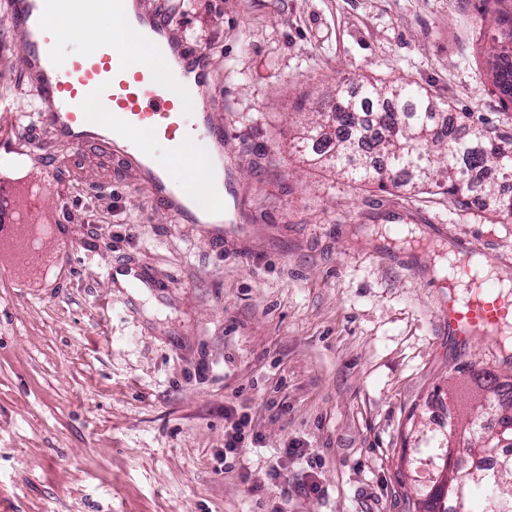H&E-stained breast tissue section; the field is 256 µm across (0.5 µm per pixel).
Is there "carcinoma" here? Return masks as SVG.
Masks as SVG:
<instances>
[{
    "mask_svg": "<svg viewBox=\"0 0 512 512\" xmlns=\"http://www.w3.org/2000/svg\"><path fill=\"white\" fill-rule=\"evenodd\" d=\"M494 5L497 33L485 53L493 84L500 90L503 103L508 104L512 103V69L505 68V63L512 58V0H494ZM336 93L342 105L328 118L310 122L302 141L327 144L325 154L352 182H376L380 189L400 188L405 177L412 174L421 186L448 194L463 206L470 192L469 168L481 167L488 173L484 192L489 204L502 215H512V196L501 194L494 181L499 175L512 173V135L507 137L487 126L457 136L456 128L440 122V116L448 112V104L411 82L388 88L367 82L358 85L351 95H343L339 87ZM367 104L371 105L369 113L363 112ZM365 115L381 130V136L368 144V149L385 157L386 165L381 168L372 161L355 168L347 166L350 151L362 137ZM483 381L485 391L505 409L504 424L512 425V390H503L490 371L484 372ZM502 478L512 486V458L502 460L495 471L457 472L451 481L464 482L469 491L475 486L484 487V512H512V490L503 495L494 491Z\"/></svg>",
    "mask_w": 512,
    "mask_h": 512,
    "instance_id": "obj_1",
    "label": "carcinoma"
}]
</instances>
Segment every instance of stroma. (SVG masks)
<instances>
[{"label": "stroma", "instance_id": "1", "mask_svg": "<svg viewBox=\"0 0 512 512\" xmlns=\"http://www.w3.org/2000/svg\"><path fill=\"white\" fill-rule=\"evenodd\" d=\"M148 2L213 60L247 206L212 242L106 144L58 142L0 0V184L40 189L39 210L12 208L45 231L42 266L0 249V512H415L448 469L449 393L464 418L483 370L512 380L486 340L449 336L434 259L466 238L512 261V219L352 183L296 146L336 84L363 81L418 83L512 135L482 53L495 26L481 0ZM131 271L150 287H120ZM243 416L262 445L228 470ZM295 444L306 457L284 458Z\"/></svg>", "mask_w": 512, "mask_h": 512}]
</instances>
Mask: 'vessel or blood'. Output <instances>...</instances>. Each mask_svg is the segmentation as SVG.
Here are the masks:
<instances>
[{
  "mask_svg": "<svg viewBox=\"0 0 512 512\" xmlns=\"http://www.w3.org/2000/svg\"><path fill=\"white\" fill-rule=\"evenodd\" d=\"M23 10L8 8L6 20L25 47L22 68L31 75L41 100L40 121L55 138L72 147L99 141L113 155L135 166L151 199L185 224L209 226L216 236L224 234V210H203L191 197L184 181L171 177L152 151L135 139L125 138L130 128L152 133L157 145L177 151L187 136L208 140L214 165L224 163L226 134L218 125L211 103L200 112L186 115L181 101L194 90H206L211 77V60L200 50L181 46L195 74L187 85L178 71L159 81L152 70L136 65L116 42L93 44L63 56L49 45L53 32L46 23L57 0H22ZM141 25L154 38L176 41L173 18L161 12H141ZM101 100L111 111V127L102 130L91 103ZM448 301L443 314L448 332L461 343L474 337H494L512 327V292H499L483 285L469 268H460L447 282Z\"/></svg>",
  "mask_w": 512,
  "mask_h": 512,
  "instance_id": "vessel-or-blood-1",
  "label": "vessel or blood"
}]
</instances>
